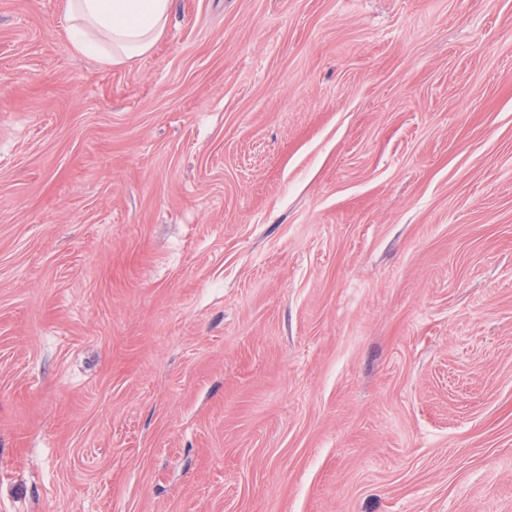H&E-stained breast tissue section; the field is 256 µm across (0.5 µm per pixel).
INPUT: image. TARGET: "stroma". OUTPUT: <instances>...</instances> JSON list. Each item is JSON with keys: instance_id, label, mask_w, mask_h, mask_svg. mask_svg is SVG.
<instances>
[{"instance_id": "stroma-1", "label": "stroma", "mask_w": 512, "mask_h": 512, "mask_svg": "<svg viewBox=\"0 0 512 512\" xmlns=\"http://www.w3.org/2000/svg\"><path fill=\"white\" fill-rule=\"evenodd\" d=\"M0 512H512V0H0ZM171 0H66L75 50L104 66L143 57L165 31Z\"/></svg>"}]
</instances>
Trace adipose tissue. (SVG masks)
I'll use <instances>...</instances> for the list:
<instances>
[{"label": "adipose tissue", "instance_id": "adipose-tissue-1", "mask_svg": "<svg viewBox=\"0 0 512 512\" xmlns=\"http://www.w3.org/2000/svg\"><path fill=\"white\" fill-rule=\"evenodd\" d=\"M171 0H66L75 50L105 66L143 57L162 37Z\"/></svg>", "mask_w": 512, "mask_h": 512}]
</instances>
